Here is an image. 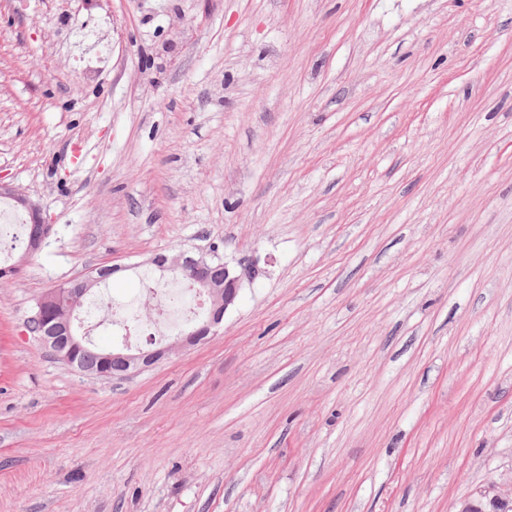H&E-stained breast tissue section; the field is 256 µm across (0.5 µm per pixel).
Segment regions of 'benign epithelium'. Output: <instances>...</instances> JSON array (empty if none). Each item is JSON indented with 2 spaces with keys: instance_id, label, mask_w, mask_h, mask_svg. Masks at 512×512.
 Masks as SVG:
<instances>
[{
  "instance_id": "1",
  "label": "benign epithelium",
  "mask_w": 512,
  "mask_h": 512,
  "mask_svg": "<svg viewBox=\"0 0 512 512\" xmlns=\"http://www.w3.org/2000/svg\"><path fill=\"white\" fill-rule=\"evenodd\" d=\"M0 196L28 213L31 219L28 255L38 253L53 231V225L43 216L41 207L27 194L2 182ZM153 264L166 273L187 274L199 293L207 297L209 303L205 319L186 327L164 346L147 351H133L127 344L116 346L99 352L93 366L85 365L84 357L87 349L91 347V339L78 332L75 324L76 313L92 287L117 271L113 266L100 268L94 275L75 277L61 287L46 290L27 318L29 331L39 338L55 359L89 375L123 378L213 334V329L219 326L224 321V316L238 304L244 278L253 279L258 275V271L254 269L246 272L227 262H213L205 254L196 257L184 252L172 255L159 254L154 257ZM480 493L484 507H476L471 502L464 501L456 512H504L505 508L512 506V475L488 483L480 488Z\"/></svg>"
}]
</instances>
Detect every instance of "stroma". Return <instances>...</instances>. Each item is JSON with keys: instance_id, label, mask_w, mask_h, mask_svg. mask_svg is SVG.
I'll list each match as a JSON object with an SVG mask.
<instances>
[{"instance_id": "35a3bbf8", "label": "stroma", "mask_w": 512, "mask_h": 512, "mask_svg": "<svg viewBox=\"0 0 512 512\" xmlns=\"http://www.w3.org/2000/svg\"><path fill=\"white\" fill-rule=\"evenodd\" d=\"M104 38L96 59L76 24ZM0 512H454L512 473V0H0ZM258 269L127 379L25 321ZM0 196L10 200L15 207L28 213L31 219V226L27 256H33L38 253L50 237L53 231V224H50L46 217L43 216L41 207L15 186L4 184L0 181ZM26 223L25 216L14 210L13 208L0 205V260L6 262L9 259L10 254L2 250V243L4 240L11 237V240L17 237L16 229L23 228V224ZM152 262L163 272H177L173 275L177 281L192 284V280L199 293L205 295L209 303L205 319L186 327L161 348L147 351L137 349L132 352L130 346L125 344L112 347V350L100 351L95 362L93 353L86 356L92 340L78 332L75 324L76 313L92 287L117 271L113 266L98 269L96 276L88 274L75 277L61 287L46 290L27 318L29 331L39 338L58 361L89 375L123 378L213 335V329L219 326L224 321V316L238 304L244 278L249 277L253 280L258 275L255 269L246 272L227 262L210 261L205 254L197 257L184 252L172 255L158 254ZM180 272L187 274L191 280ZM177 281L170 283L166 288H161L156 294L162 315L140 320V328L146 335L164 336L168 329L188 318L193 311V306L186 309V288ZM85 356L89 365L94 362L92 367L85 365Z\"/></svg>"}]
</instances>
